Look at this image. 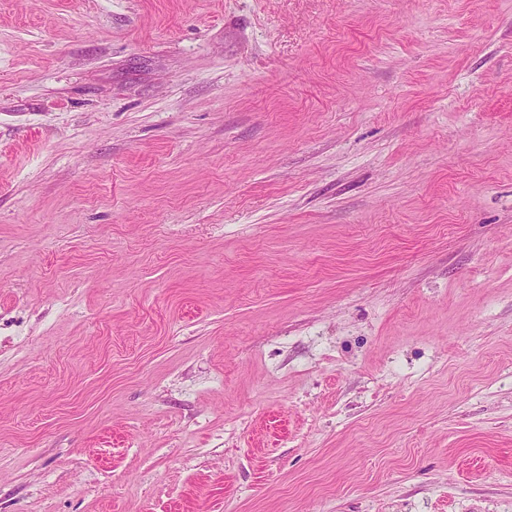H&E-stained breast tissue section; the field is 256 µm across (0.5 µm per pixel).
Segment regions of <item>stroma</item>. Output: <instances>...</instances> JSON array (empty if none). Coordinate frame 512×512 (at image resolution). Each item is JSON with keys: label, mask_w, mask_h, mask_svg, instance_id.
I'll list each match as a JSON object with an SVG mask.
<instances>
[{"label": "stroma", "mask_w": 512, "mask_h": 512, "mask_svg": "<svg viewBox=\"0 0 512 512\" xmlns=\"http://www.w3.org/2000/svg\"><path fill=\"white\" fill-rule=\"evenodd\" d=\"M0 512H512V0H0Z\"/></svg>", "instance_id": "35a3bbf8"}]
</instances>
